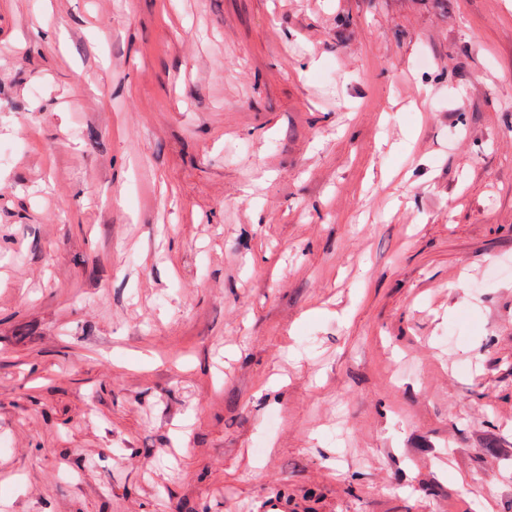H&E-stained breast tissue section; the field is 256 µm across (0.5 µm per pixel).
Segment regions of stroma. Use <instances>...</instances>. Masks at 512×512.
Listing matches in <instances>:
<instances>
[{
  "mask_svg": "<svg viewBox=\"0 0 512 512\" xmlns=\"http://www.w3.org/2000/svg\"><path fill=\"white\" fill-rule=\"evenodd\" d=\"M0 152V512H512V0H0Z\"/></svg>",
  "mask_w": 512,
  "mask_h": 512,
  "instance_id": "stroma-1",
  "label": "stroma"
}]
</instances>
